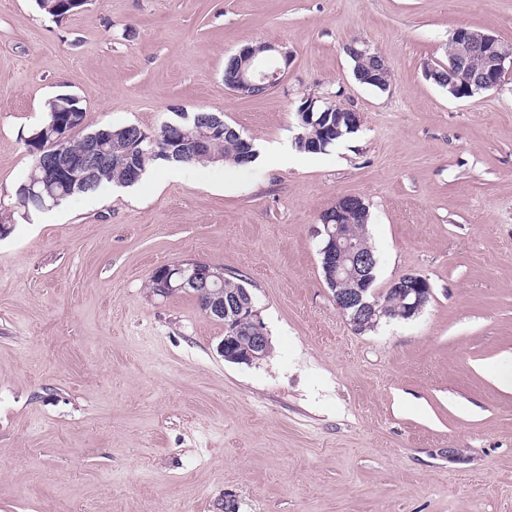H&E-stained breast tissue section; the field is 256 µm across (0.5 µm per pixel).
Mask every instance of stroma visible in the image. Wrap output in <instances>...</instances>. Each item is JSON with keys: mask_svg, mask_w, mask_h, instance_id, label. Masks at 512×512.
Wrapping results in <instances>:
<instances>
[{"mask_svg": "<svg viewBox=\"0 0 512 512\" xmlns=\"http://www.w3.org/2000/svg\"><path fill=\"white\" fill-rule=\"evenodd\" d=\"M469 27L512 42V0H88L64 18L0 0V512H512V74L456 98L426 79ZM386 59L380 91L345 52ZM288 51L281 85L224 86L240 47ZM60 95L88 129L213 112L288 164L150 169L40 212L17 206L27 139ZM362 125L293 150L303 97ZM370 207L376 289L416 272L422 312L356 332L320 268L321 214ZM196 259L251 292L271 341L217 351ZM346 52L349 56L356 59L369 58L372 61V67L366 72H358V69L365 68V65L359 64L356 59L349 57L354 62V73L357 71V82L360 85L379 86L383 90L385 85L381 82L382 76L386 74L389 69L386 59L376 50L372 49L369 44L364 41H352L346 47ZM376 89L382 90L378 87Z\"/></svg>", "mask_w": 512, "mask_h": 512, "instance_id": "35a3bbf8", "label": "stroma"}]
</instances>
